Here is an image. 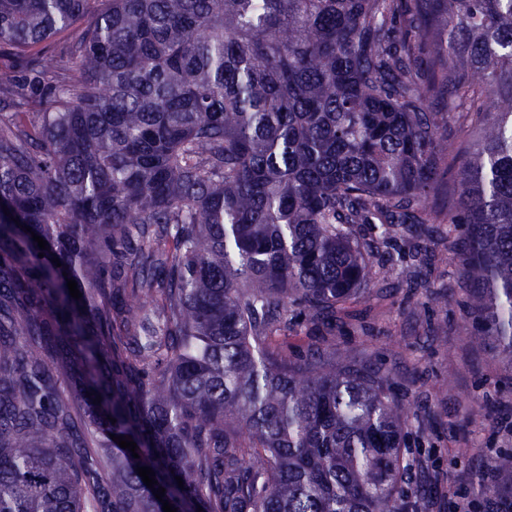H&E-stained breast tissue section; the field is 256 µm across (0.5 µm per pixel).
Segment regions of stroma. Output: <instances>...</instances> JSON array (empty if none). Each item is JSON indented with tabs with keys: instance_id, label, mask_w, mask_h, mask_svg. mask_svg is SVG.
I'll return each mask as SVG.
<instances>
[{
	"instance_id": "1",
	"label": "stroma",
	"mask_w": 512,
	"mask_h": 512,
	"mask_svg": "<svg viewBox=\"0 0 512 512\" xmlns=\"http://www.w3.org/2000/svg\"><path fill=\"white\" fill-rule=\"evenodd\" d=\"M425 207L435 233L420 243L443 260L423 269L425 287L410 288L397 277L382 280L380 260L372 258L370 291L349 302L351 316L336 345L381 366L428 422L407 443L440 482L429 512H482L480 480L512 452V356L490 336L472 344L463 262L450 246L461 232L444 224L440 197L428 195ZM461 447L466 455H458Z\"/></svg>"
}]
</instances>
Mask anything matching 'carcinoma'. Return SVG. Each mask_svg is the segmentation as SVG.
I'll list each match as a JSON object with an SVG mask.
<instances>
[{
    "label": "carcinoma",
    "mask_w": 512,
    "mask_h": 512,
    "mask_svg": "<svg viewBox=\"0 0 512 512\" xmlns=\"http://www.w3.org/2000/svg\"><path fill=\"white\" fill-rule=\"evenodd\" d=\"M0 58V512H425L405 401L334 338L354 226L387 254L433 192L512 355V0H0ZM310 328L304 317L299 319L295 331L288 335V354H304L306 352L307 344L312 336Z\"/></svg>",
    "instance_id": "obj_1"
}]
</instances>
